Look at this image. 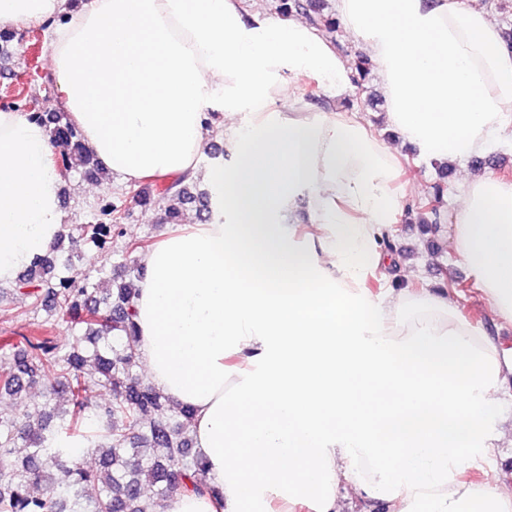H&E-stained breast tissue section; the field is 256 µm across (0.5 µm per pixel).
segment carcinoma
Returning a JSON list of instances; mask_svg holds the SVG:
<instances>
[{
	"mask_svg": "<svg viewBox=\"0 0 512 512\" xmlns=\"http://www.w3.org/2000/svg\"><path fill=\"white\" fill-rule=\"evenodd\" d=\"M351 70L359 88L370 62L358 55ZM29 113L45 125L52 142L68 147L55 158L60 171L103 175L64 114H41L34 107ZM443 197L444 187L437 184L417 203L423 230L438 223ZM122 212L108 198L100 208L104 221L92 216L64 225L59 240L11 289L27 300L33 322L11 345L7 361L0 360V397L9 396L18 407L12 417H0V512H143L149 488L161 506L188 487L219 497L203 456L192 448L190 410L138 377L136 289L121 284L107 298L95 288L94 276L76 282L65 275L81 242L108 249L112 238L122 236ZM149 247L145 240L127 243L122 267L142 278L138 254ZM48 308L77 331L71 342L52 340L55 321L39 318ZM94 388L109 399L93 400ZM73 440L98 457L97 466L77 461ZM91 484L97 493L89 497L85 488Z\"/></svg>",
	"mask_w": 512,
	"mask_h": 512,
	"instance_id": "1",
	"label": "carcinoma"
}]
</instances>
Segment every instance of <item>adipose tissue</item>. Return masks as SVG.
I'll return each instance as SVG.
<instances>
[{
    "mask_svg": "<svg viewBox=\"0 0 512 512\" xmlns=\"http://www.w3.org/2000/svg\"><path fill=\"white\" fill-rule=\"evenodd\" d=\"M371 60L385 123L458 163L512 138V49L479 0H336ZM63 18L49 42L60 99L125 182L187 177L212 222L180 224L141 257L138 350L152 384L190 408L220 493L165 512H342L336 489L387 512H512L464 481L512 446L498 348L448 295L362 286L407 202L396 150L340 105L351 70L298 15L249 0H0V30ZM328 92L318 112L291 87ZM230 164L199 167L213 136ZM47 131L0 108V283L63 232L64 176ZM448 226L495 314L512 323V182L462 172Z\"/></svg>",
    "mask_w": 512,
    "mask_h": 512,
    "instance_id": "adipose-tissue-1",
    "label": "adipose tissue"
}]
</instances>
